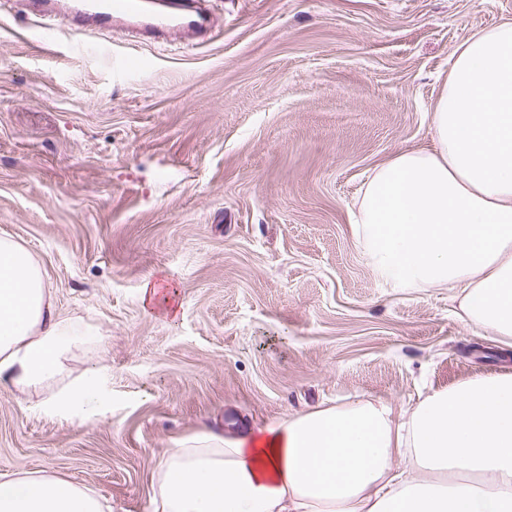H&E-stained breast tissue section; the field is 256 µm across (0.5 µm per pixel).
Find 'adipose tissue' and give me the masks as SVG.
I'll use <instances>...</instances> for the list:
<instances>
[{
  "label": "adipose tissue",
  "mask_w": 512,
  "mask_h": 512,
  "mask_svg": "<svg viewBox=\"0 0 512 512\" xmlns=\"http://www.w3.org/2000/svg\"><path fill=\"white\" fill-rule=\"evenodd\" d=\"M432 145L376 166L354 234L390 288L453 287L460 316L512 346V21L456 49L430 114ZM104 333L57 313L41 264L0 236V389L43 413L91 420L106 370L68 377ZM154 512H512V372L478 375L395 412L320 406L246 433L200 432L166 449ZM90 487L0 473V512H106Z\"/></svg>",
  "instance_id": "adipose-tissue-1"
}]
</instances>
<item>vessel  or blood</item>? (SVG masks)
Masks as SVG:
<instances>
[{
    "label": "vessel or blood",
    "mask_w": 512,
    "mask_h": 512,
    "mask_svg": "<svg viewBox=\"0 0 512 512\" xmlns=\"http://www.w3.org/2000/svg\"><path fill=\"white\" fill-rule=\"evenodd\" d=\"M39 20H65L77 31H121L135 37L196 39L211 27L196 0H26Z\"/></svg>",
    "instance_id": "obj_1"
}]
</instances>
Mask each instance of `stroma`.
Segmentation results:
<instances>
[{"instance_id": "35a3bbf8", "label": "stroma", "mask_w": 512, "mask_h": 512, "mask_svg": "<svg viewBox=\"0 0 512 512\" xmlns=\"http://www.w3.org/2000/svg\"><path fill=\"white\" fill-rule=\"evenodd\" d=\"M210 2L213 37L162 46L0 6V235L104 330L70 368L105 366L112 394L82 423L0 389V472L87 485L112 512H153L157 458L204 429L400 412L512 371L455 289L382 286L352 226L372 169L431 145L457 45L512 0ZM148 280L166 306L144 305Z\"/></svg>"}]
</instances>
